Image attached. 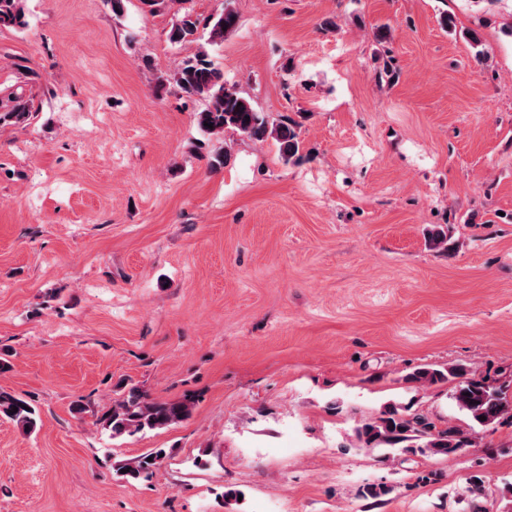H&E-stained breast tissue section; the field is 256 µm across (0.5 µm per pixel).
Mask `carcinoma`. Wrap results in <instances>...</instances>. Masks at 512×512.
<instances>
[{"label": "carcinoma", "mask_w": 512, "mask_h": 512, "mask_svg": "<svg viewBox=\"0 0 512 512\" xmlns=\"http://www.w3.org/2000/svg\"><path fill=\"white\" fill-rule=\"evenodd\" d=\"M25 25V0H0V28ZM238 25L236 11L225 4L221 13L200 18L190 12L176 14L169 31L173 43H193L207 33L206 45H220L224 36ZM187 98H202L205 107L196 113L198 128L210 135L220 136L230 129L256 140L273 138L279 145L280 157L289 162L300 151L301 140L295 121L283 116L269 120L257 111L251 101L235 87L224 81V73L215 66L204 46L187 57L171 77L160 76L159 84L168 81ZM34 115L31 103L19 96L12 97L11 106L0 112V123L24 124ZM213 127H208V124ZM406 380L421 387L452 384L449 398L468 420L463 429L452 423L438 428L426 414L413 413L397 404L386 406L380 413L355 429L357 441L366 448H399L411 455L450 457L465 448L477 445L481 435L495 429L501 419L512 418V398L506 386H496L487 378L463 365L448 367H419ZM120 395L112 409L97 419L102 430L113 438L134 435L147 430L167 428L188 418L194 407L193 399L156 401L139 386L119 384ZM18 411H13V408ZM0 418L12 422L25 433L34 432L39 423L36 409L25 399L0 391ZM166 456L163 448H154L133 463L120 466L122 477L148 479Z\"/></svg>", "instance_id": "carcinoma-1"}]
</instances>
